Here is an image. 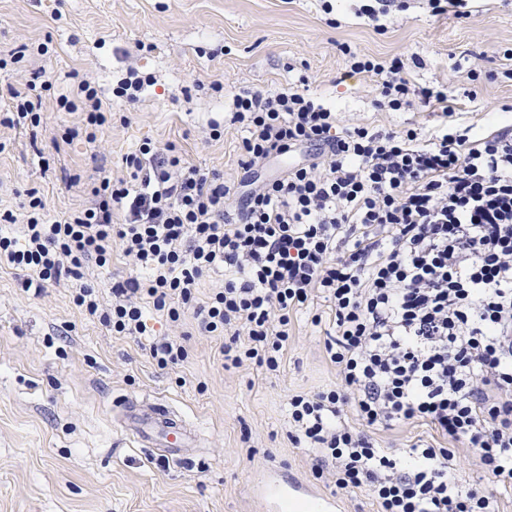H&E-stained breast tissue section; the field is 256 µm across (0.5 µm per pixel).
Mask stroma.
<instances>
[{"label": "stroma", "mask_w": 512, "mask_h": 512, "mask_svg": "<svg viewBox=\"0 0 512 512\" xmlns=\"http://www.w3.org/2000/svg\"><path fill=\"white\" fill-rule=\"evenodd\" d=\"M331 3L324 13L323 3ZM364 0H0V55L20 45H49L47 57L26 56L0 70V96L21 88L39 67L53 76L43 95L37 128L0 126V211L21 212L37 189L47 215L87 202L86 185L104 164L122 178L125 154L143 141L175 143L185 158L224 181H238L239 131L209 137L210 122H224L233 94L243 89L281 91L300 74L310 91L335 108L338 125L426 128L438 119L413 104L399 111L376 106L371 81L346 76L340 50L419 58L414 83L447 84L460 111L477 129H496L497 114L512 105V0H470L472 16L433 17L425 0L387 19L378 33L358 9ZM152 77L139 102L112 89L127 68ZM482 79L468 78L471 69ZM79 72L96 86L112 114L99 146L83 140L53 149L64 127L82 115L60 111L57 98ZM223 86L214 92L213 83ZM133 268L113 257L109 266L87 265L103 307L112 284ZM73 282L25 293L15 270L0 268V512H266L251 492L269 470L292 471L326 493L315 478L309 451L288 439V396L316 392L336 382L324 327L299 314L285 371L261 380L255 370H224L217 340L186 319L190 357L166 369L147 346L168 331L164 317L145 307L147 336H118L86 317L73 302ZM162 401L196 431L184 459L150 457L118 421L114 400Z\"/></svg>", "instance_id": "35a3bbf8"}]
</instances>
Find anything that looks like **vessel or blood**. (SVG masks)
<instances>
[{
  "label": "vessel or blood",
  "mask_w": 512,
  "mask_h": 512,
  "mask_svg": "<svg viewBox=\"0 0 512 512\" xmlns=\"http://www.w3.org/2000/svg\"><path fill=\"white\" fill-rule=\"evenodd\" d=\"M123 413L128 422L138 425L137 437L142 443L150 446L155 438H162V455L165 458L180 459L184 445L192 439L191 431L164 404L153 403L143 409L129 402L126 403ZM252 492L266 502L270 512H279L284 500L306 498L315 501L318 512H341V506L335 497L320 492L293 473L285 475L278 471L268 472L253 487Z\"/></svg>",
  "instance_id": "b4317fda"
}]
</instances>
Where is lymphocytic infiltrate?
<instances>
[{"instance_id":"1","label":"lymphocytic infiltrate","mask_w":512,"mask_h":512,"mask_svg":"<svg viewBox=\"0 0 512 512\" xmlns=\"http://www.w3.org/2000/svg\"><path fill=\"white\" fill-rule=\"evenodd\" d=\"M352 73L373 78L381 107L418 99L437 114L419 126L339 128L336 111L296 90L233 95L229 123L241 133L239 184L190 164L169 143L124 157L125 178H102L87 204L47 218L41 197L0 213L20 237L0 233V267L22 272L24 290L77 279L113 252L137 276L74 297L112 333L143 336L144 304L172 327L193 318L219 339L224 369L280 373L294 317L326 325L334 386L288 398L292 443L311 450L316 476L337 495L366 487L377 512H500L512 490V117L476 130L443 83L419 86L403 57L382 60L343 46ZM9 88L0 125L39 126L51 74ZM57 103L83 124L62 143H94L108 122L92 83L74 77ZM257 181L272 157H293ZM224 285L207 299L210 272ZM425 432L401 452L379 433ZM470 452L490 485L466 484L452 464Z\"/></svg>"}]
</instances>
